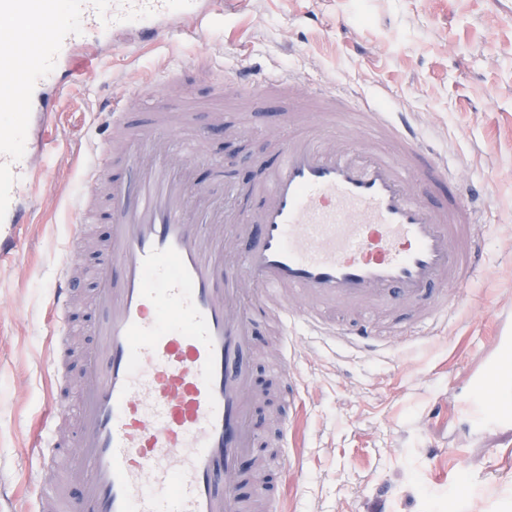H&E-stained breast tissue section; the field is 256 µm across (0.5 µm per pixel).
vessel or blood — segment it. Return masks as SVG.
Segmentation results:
<instances>
[{"mask_svg": "<svg viewBox=\"0 0 512 512\" xmlns=\"http://www.w3.org/2000/svg\"><path fill=\"white\" fill-rule=\"evenodd\" d=\"M215 15L210 0H0V257L19 255L17 229L30 221L39 176L23 141L55 119L57 101L44 88L74 76L87 40L107 45L124 32L150 44L200 39ZM174 77L143 76L113 97L70 201L78 231L68 247H91L94 258L81 269L61 258L53 328L70 334L78 287L89 284L82 332L90 341L76 405L51 397L32 446L39 456L61 447L56 425L71 418L65 466L83 478L71 489L35 485L37 506L52 512H280L264 478L251 476L243 496L234 484L245 462L262 465L271 449L288 447L301 406L284 362L288 418L273 436L255 416L252 326L275 315L282 345L300 327L373 348L368 322L349 329L325 313L383 308L410 312L411 335L424 339L447 324L449 291L482 271L473 232L482 215L443 190L446 169L405 112L381 109L356 88L301 85L291 72L237 76L232 95H301L311 105L305 131H271L275 161L239 212L236 185L215 192L193 183L197 165L224 171L209 149L224 114L200 123L188 99L162 109L152 90ZM344 110L356 119L330 139L322 117ZM100 223L110 227L107 238L87 242L85 227ZM243 279L256 294L243 295ZM292 296L310 307L289 306ZM511 354L512 327L499 326L468 375L484 424H512L504 397L512 370L502 363Z\"/></svg>", "mask_w": 512, "mask_h": 512, "instance_id": "1", "label": "vessel or blood"}]
</instances>
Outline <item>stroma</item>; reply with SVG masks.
I'll return each instance as SVG.
<instances>
[{"label": "stroma", "mask_w": 512, "mask_h": 512, "mask_svg": "<svg viewBox=\"0 0 512 512\" xmlns=\"http://www.w3.org/2000/svg\"><path fill=\"white\" fill-rule=\"evenodd\" d=\"M207 40L208 56L185 38L103 54L61 95L58 146L22 230L27 253L0 262V512H29L35 473L55 476L51 458L33 455L28 442L56 387L46 370L57 344L47 327L50 293L100 105L170 64L190 81L157 85L158 101L185 91L206 105L223 68L252 61L356 85L383 108L411 112L459 181L484 188L477 204L487 214L476 229L483 277L426 341L392 332L391 311L375 318L386 344L376 353L295 337L305 416L295 446L282 451L295 471L267 475L288 481L284 512H512V429L478 422L465 381L496 323H512V0H240ZM245 119L251 135L235 136L232 126ZM280 122L273 102L243 113L225 100V127L209 142L225 159L224 175L198 167V185L253 182L270 154L266 131Z\"/></svg>", "instance_id": "obj_1"}]
</instances>
